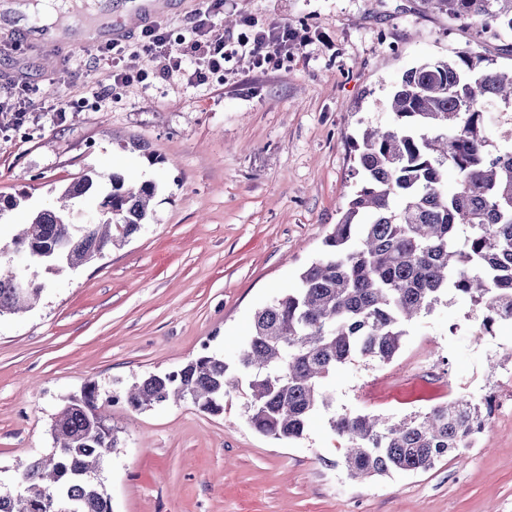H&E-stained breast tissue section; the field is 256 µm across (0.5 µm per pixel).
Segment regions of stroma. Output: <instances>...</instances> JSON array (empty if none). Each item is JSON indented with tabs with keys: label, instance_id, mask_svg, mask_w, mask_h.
<instances>
[{
	"label": "stroma",
	"instance_id": "stroma-1",
	"mask_svg": "<svg viewBox=\"0 0 512 512\" xmlns=\"http://www.w3.org/2000/svg\"><path fill=\"white\" fill-rule=\"evenodd\" d=\"M134 0H43L32 18L100 30L129 24ZM305 30L301 49L254 67L245 52L206 83L188 74L112 94L92 40L52 57L29 29L0 30V270L24 278L17 224L72 201L98 222L111 174L155 184L145 224L101 257L41 270L35 305L0 315V487L53 448L64 398L95 383L121 444L98 478L112 512H512V324L480 329L454 298L407 325L390 363L356 358L328 380L340 413L396 422L449 398L492 399L490 429L425 472L365 481L317 414L288 442L251 428L231 391L212 415L191 400L129 407L134 382L209 353L235 362L255 313L323 250L350 196V138L387 123V101L417 63L472 48L512 67L502 42L450 24L424 0H226L211 35L237 44L244 19ZM25 113L16 122L15 113Z\"/></svg>",
	"mask_w": 512,
	"mask_h": 512
}]
</instances>
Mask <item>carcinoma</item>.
<instances>
[{
    "label": "carcinoma",
    "instance_id": "obj_1",
    "mask_svg": "<svg viewBox=\"0 0 512 512\" xmlns=\"http://www.w3.org/2000/svg\"><path fill=\"white\" fill-rule=\"evenodd\" d=\"M432 11L477 34L512 38V0H425ZM512 104V70L471 51L405 70L394 86L391 123L351 138L356 179L320 257L255 314L235 365L204 353L185 366L152 374L124 393L145 410L190 399L212 415L228 389L245 384L248 423L276 440L302 438L311 417L330 412L324 381L355 358L390 362L405 325L448 297L479 309L489 331L512 323V136L491 139L492 105ZM456 186L448 190V170ZM95 179L65 189L59 210L34 214L14 244L36 254L25 280L0 275V314L37 299L38 268L88 263L115 242L111 228L134 233L148 216L156 185L125 187L118 174L97 224H75L68 200ZM112 396L94 383L64 400L52 424L56 446L22 467L19 491H0V512H112L97 472L121 443L106 408ZM492 405L458 397L423 415L390 423L369 414L330 412L347 439L343 463L362 480L395 471L424 472L470 446L489 426Z\"/></svg>",
    "mask_w": 512,
    "mask_h": 512
}]
</instances>
